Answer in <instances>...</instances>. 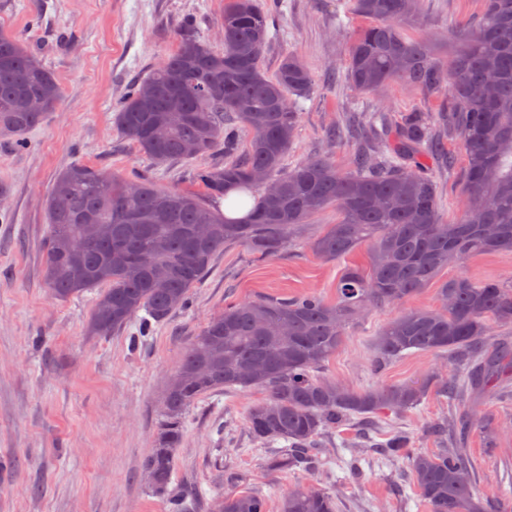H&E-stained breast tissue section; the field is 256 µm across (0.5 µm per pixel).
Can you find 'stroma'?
I'll return each mask as SVG.
<instances>
[{"instance_id": "35a3bbf8", "label": "stroma", "mask_w": 512, "mask_h": 512, "mask_svg": "<svg viewBox=\"0 0 512 512\" xmlns=\"http://www.w3.org/2000/svg\"><path fill=\"white\" fill-rule=\"evenodd\" d=\"M225 0H0V29L33 45L62 87V99L24 144L0 139V512H168L143 470L152 452L162 398L188 344L224 307L253 297L287 299L314 292L326 301L346 268L370 269V245L347 257L326 260L304 245L262 258L240 244L226 246L204 279L189 292L186 308L141 335L138 322L120 332L91 336L86 325L99 289L58 298L45 280V244L50 232L45 199L58 173L83 163L132 179L145 176L163 190L206 198L192 161L158 163L123 137L115 109L135 81L176 48L174 31L183 17L196 21L201 40L224 46L219 19ZM269 14L262 69L275 76L281 59L294 53L309 67L313 89L298 98L299 127L284 165L330 155L349 171L354 145L330 142L329 127L350 112H443L447 93L402 82L361 92L345 78L353 34L368 21L353 0H258ZM484 0H420L419 13L403 29L426 41L449 66L456 29L474 28ZM452 171H438L444 221L458 223L466 156L449 139ZM475 280L512 282V253L476 255L463 267L442 269L431 285L400 304L375 308L352 322L324 377L353 390L400 384L435 372L451 378L457 365L445 352L415 350L373 373L376 338L400 312L439 306L440 285L459 274ZM260 388L204 396L188 411L184 435L173 453L170 487L193 488L205 501L228 492L225 470L243 475L239 492H258L268 512H280L284 494L297 486L333 495L337 512H432L407 475L403 461L356 456V425L337 427L312 471L273 473L265 449L247 424ZM476 411L496 425L467 436L475 462V486L493 512H512V396H481ZM452 408L438 390L406 412L381 416L371 437L387 441L392 431L412 436L416 448L437 453L441 440L432 424ZM359 476H351V467Z\"/></svg>"}]
</instances>
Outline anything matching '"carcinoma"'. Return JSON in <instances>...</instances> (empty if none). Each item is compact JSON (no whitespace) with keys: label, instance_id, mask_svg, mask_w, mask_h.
<instances>
[{"label":"carcinoma","instance_id":"obj_1","mask_svg":"<svg viewBox=\"0 0 512 512\" xmlns=\"http://www.w3.org/2000/svg\"><path fill=\"white\" fill-rule=\"evenodd\" d=\"M354 11L372 20L354 37L346 78L371 91L400 81L434 91L449 85L448 111L351 115L327 131L357 148L344 173L325 156L284 169L300 112L291 101L313 88L309 68L295 54L283 56L275 78L260 62L270 17L256 0H227L224 49L215 51L186 18L177 26V49L133 84L115 120L121 133L161 162L196 159L195 177L208 194L229 189L257 194L249 215L228 221L193 195L162 191L142 178L130 183L81 163L63 169L46 199L52 232L45 277L56 297L98 285L87 329L108 335L138 317L143 329L166 321L188 303L189 290L233 243L261 257L276 256L301 239L307 222L328 206L337 223L307 241L316 255L336 260L367 242L370 271L347 268L336 302L307 293L290 299L250 298L224 308L195 336L164 393L157 448L144 462L153 492L169 496L170 512H192L197 494L168 489L173 449L183 418L201 397L228 389L260 387L265 400L252 406L247 424L266 445L272 472L306 467L320 459L324 439L357 421L359 436L382 413L416 406L433 385L465 396L452 424L454 443L428 455L397 431L381 445L388 459L403 458L409 476L432 512H487L475 495L473 465L464 450L467 431L484 419L468 407L475 393L490 394L512 380V343L492 325L512 326V285L466 275L438 289L440 306L402 312L376 339L374 370L415 349L461 358L457 377L432 374L398 384L350 390L320 375L336 354L346 327L367 308L390 306L428 287L450 264L481 253H512V0H485L477 27L458 38L451 70L431 56L427 43L406 38L400 25L415 17L417 0H354ZM29 97L40 100L27 110ZM61 87L27 42L0 30V138L23 139L54 111ZM442 125L459 139L467 158L465 205L457 224L440 212L438 183L425 159L452 163L436 132ZM249 145L241 147L243 137ZM194 145V151L185 145ZM223 150L224 161L210 157ZM199 224L210 228L195 238ZM163 280L166 288H152ZM288 325L273 333L270 325ZM285 446L275 447L278 441ZM282 512H336V498L305 487L290 490ZM210 512H268L260 493H228Z\"/></svg>","mask_w":512,"mask_h":512}]
</instances>
